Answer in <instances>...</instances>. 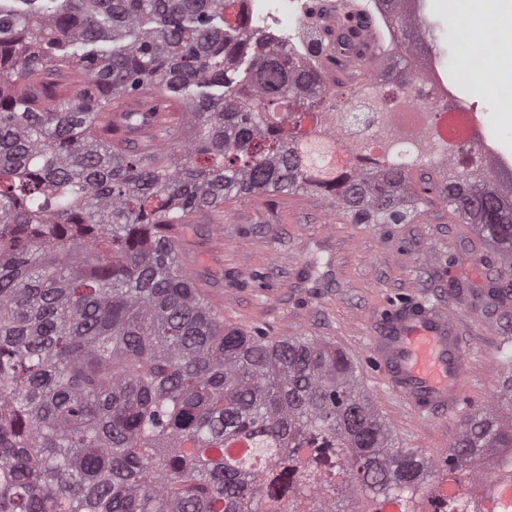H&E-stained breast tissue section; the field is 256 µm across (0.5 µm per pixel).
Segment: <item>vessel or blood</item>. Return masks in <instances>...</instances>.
I'll return each instance as SVG.
<instances>
[{"instance_id":"obj_1","label":"vessel or blood","mask_w":512,"mask_h":512,"mask_svg":"<svg viewBox=\"0 0 512 512\" xmlns=\"http://www.w3.org/2000/svg\"><path fill=\"white\" fill-rule=\"evenodd\" d=\"M390 393L412 413L451 409L467 394L460 319L447 309L394 306L366 353Z\"/></svg>"}]
</instances>
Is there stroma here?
I'll list each match as a JSON object with an SVG mask.
<instances>
[{
	"label": "stroma",
	"mask_w": 512,
	"mask_h": 512,
	"mask_svg": "<svg viewBox=\"0 0 512 512\" xmlns=\"http://www.w3.org/2000/svg\"><path fill=\"white\" fill-rule=\"evenodd\" d=\"M448 13L435 12L432 44L450 77L469 87L465 102L486 110L488 135L512 158V123H502L507 106L496 99V80L512 81V66L493 65V79L469 83ZM180 243L196 283L223 309L226 323L335 342L359 362L364 388L400 443L424 454L449 447L459 412L413 414L363 364L386 310L426 297L461 317L467 402L487 399L501 384L502 361L512 357V304L492 315L476 299L489 280L490 248L440 204L421 206L408 224H354L322 195L233 199L223 211L200 214Z\"/></svg>",
	"instance_id": "obj_1"
}]
</instances>
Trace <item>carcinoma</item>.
<instances>
[{
    "mask_svg": "<svg viewBox=\"0 0 512 512\" xmlns=\"http://www.w3.org/2000/svg\"><path fill=\"white\" fill-rule=\"evenodd\" d=\"M228 0H0V512H483L469 489L512 448V360L440 456L405 448L353 358L318 336L224 323L180 235L237 198L321 194L354 224L438 201L498 256L512 297V185L448 147L442 111L392 117L425 28L387 67L321 10L313 66ZM345 154L329 176L298 126Z\"/></svg>",
    "mask_w": 512,
    "mask_h": 512,
    "instance_id": "1",
    "label": "carcinoma"
}]
</instances>
